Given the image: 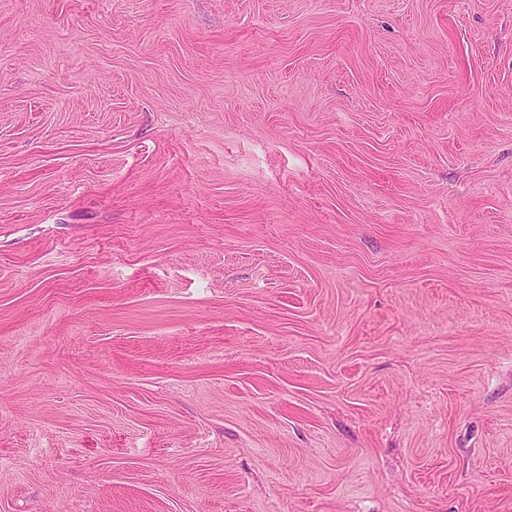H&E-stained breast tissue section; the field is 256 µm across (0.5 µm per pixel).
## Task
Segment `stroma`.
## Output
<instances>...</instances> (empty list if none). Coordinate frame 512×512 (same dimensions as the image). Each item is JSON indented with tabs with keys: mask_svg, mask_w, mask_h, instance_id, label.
I'll return each instance as SVG.
<instances>
[{
	"mask_svg": "<svg viewBox=\"0 0 512 512\" xmlns=\"http://www.w3.org/2000/svg\"><path fill=\"white\" fill-rule=\"evenodd\" d=\"M0 512H512V0H0Z\"/></svg>",
	"mask_w": 512,
	"mask_h": 512,
	"instance_id": "1",
	"label": "stroma"
}]
</instances>
